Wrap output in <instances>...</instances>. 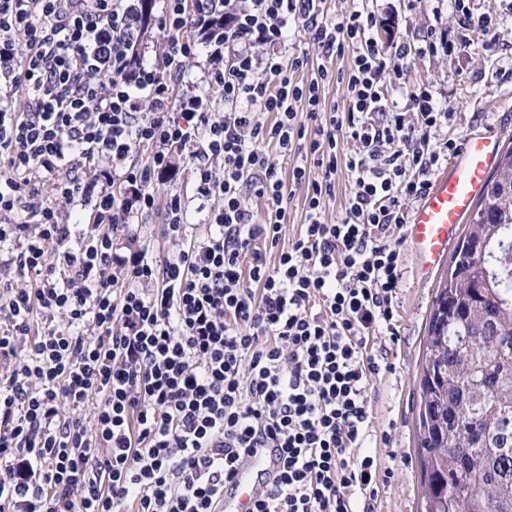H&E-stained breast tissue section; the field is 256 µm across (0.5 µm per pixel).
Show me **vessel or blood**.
Segmentation results:
<instances>
[{
	"label": "vessel or blood",
	"instance_id": "vessel-or-blood-1",
	"mask_svg": "<svg viewBox=\"0 0 512 512\" xmlns=\"http://www.w3.org/2000/svg\"><path fill=\"white\" fill-rule=\"evenodd\" d=\"M505 139L503 132L468 135L452 161L431 183L409 214L406 242L423 275L439 270L448 259L460 228L495 169ZM280 461L275 449L241 461L224 492L221 512H249L255 484L275 481Z\"/></svg>",
	"mask_w": 512,
	"mask_h": 512
}]
</instances>
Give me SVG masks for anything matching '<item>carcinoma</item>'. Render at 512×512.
<instances>
[{
	"instance_id": "obj_1",
	"label": "carcinoma",
	"mask_w": 512,
	"mask_h": 512,
	"mask_svg": "<svg viewBox=\"0 0 512 512\" xmlns=\"http://www.w3.org/2000/svg\"><path fill=\"white\" fill-rule=\"evenodd\" d=\"M512 141L433 301L420 378L424 512H512ZM466 461V466L458 460Z\"/></svg>"
}]
</instances>
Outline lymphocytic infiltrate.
Segmentation results:
<instances>
[{"label":"lymphocytic infiltrate","instance_id":"lymphocytic-infiltrate-1","mask_svg":"<svg viewBox=\"0 0 512 512\" xmlns=\"http://www.w3.org/2000/svg\"><path fill=\"white\" fill-rule=\"evenodd\" d=\"M316 2L211 0L196 16L163 0L167 51L151 64L132 58L140 0H0V251L29 276L0 279V358L12 364L0 376V506L216 512L239 460L276 448L279 478L255 491L253 512H372L366 391L379 365L367 345L398 334L395 233L458 149L430 137L449 112L429 85L406 90L412 124L391 93L411 60L470 52L490 21L453 0L457 34L434 25L388 53L370 36L374 12L336 22ZM296 21L322 54H350L349 70L296 81L309 64L288 47ZM201 53L204 85L174 90ZM334 78L347 98L328 109L320 87ZM303 139L307 153L283 172L270 150ZM141 148L147 164H130ZM177 151L211 204L202 237L187 235L184 196L149 190ZM342 169L354 188L328 224ZM289 182L306 186L307 208L286 241ZM249 192L267 202L261 221ZM77 198L93 222L75 250L60 203ZM158 209L173 257L154 259L131 233L114 247L113 230Z\"/></svg>","mask_w":512,"mask_h":512}]
</instances>
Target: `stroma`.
<instances>
[{"label":"stroma","mask_w":512,"mask_h":512,"mask_svg":"<svg viewBox=\"0 0 512 512\" xmlns=\"http://www.w3.org/2000/svg\"><path fill=\"white\" fill-rule=\"evenodd\" d=\"M377 17L371 35L379 46L390 48L399 34L423 35L428 26L442 22L456 32V18L449 0H370ZM476 13L491 21V53H471L457 60L444 55L414 61L405 78L407 86L423 82L447 106L448 123L430 133L432 140L464 139L474 131L499 127L512 133V0H473ZM158 197L180 193L188 205L190 233H207V209L192 190V164L186 154L173 156L171 173L153 181ZM402 277L396 297V339L375 336L369 349L387 370L381 371L367 390L372 411L373 444L378 471L386 479L373 503L374 512H423L422 488L416 447V417L420 402V371L424 336L438 275L423 278L409 249L400 253Z\"/></svg>","instance_id":"35a3bbf8"}]
</instances>
